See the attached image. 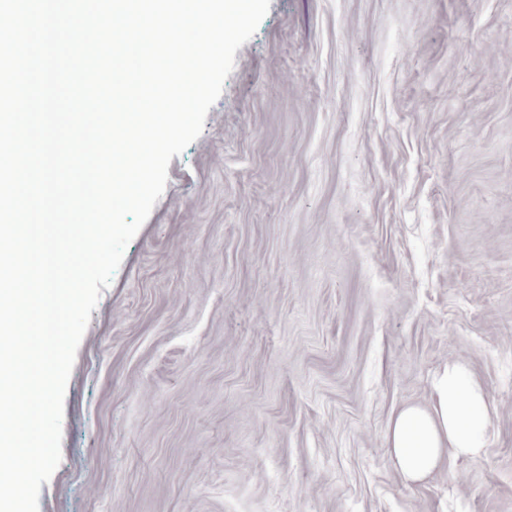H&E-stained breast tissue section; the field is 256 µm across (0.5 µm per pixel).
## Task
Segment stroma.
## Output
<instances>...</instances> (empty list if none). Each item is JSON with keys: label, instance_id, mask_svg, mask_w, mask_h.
I'll return each mask as SVG.
<instances>
[{"label": "stroma", "instance_id": "1", "mask_svg": "<svg viewBox=\"0 0 512 512\" xmlns=\"http://www.w3.org/2000/svg\"><path fill=\"white\" fill-rule=\"evenodd\" d=\"M454 360L486 447L406 483L386 426ZM39 512H512V0H271L91 313Z\"/></svg>", "mask_w": 512, "mask_h": 512}]
</instances>
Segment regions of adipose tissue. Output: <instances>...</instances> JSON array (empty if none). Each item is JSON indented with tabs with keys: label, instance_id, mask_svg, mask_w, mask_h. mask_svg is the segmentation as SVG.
<instances>
[{
	"label": "adipose tissue",
	"instance_id": "ef3b65f1",
	"mask_svg": "<svg viewBox=\"0 0 512 512\" xmlns=\"http://www.w3.org/2000/svg\"><path fill=\"white\" fill-rule=\"evenodd\" d=\"M432 405L406 406L390 420L386 441L403 479L429 477L445 456H481L492 423L489 397L465 363L455 361L431 381Z\"/></svg>",
	"mask_w": 512,
	"mask_h": 512
}]
</instances>
